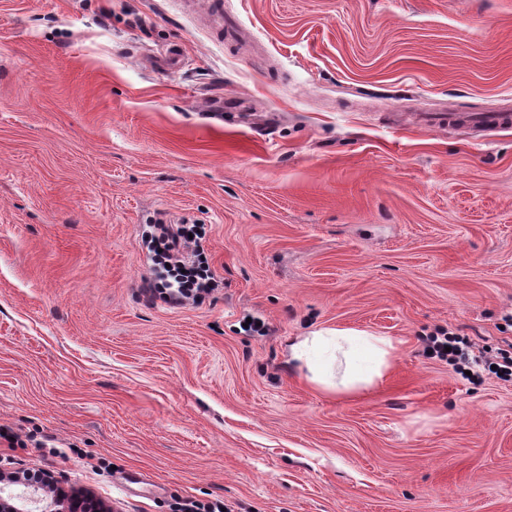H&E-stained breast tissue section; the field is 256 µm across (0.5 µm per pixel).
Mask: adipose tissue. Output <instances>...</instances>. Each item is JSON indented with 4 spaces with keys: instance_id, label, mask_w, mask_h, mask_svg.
Listing matches in <instances>:
<instances>
[{
    "instance_id": "adipose-tissue-1",
    "label": "adipose tissue",
    "mask_w": 512,
    "mask_h": 512,
    "mask_svg": "<svg viewBox=\"0 0 512 512\" xmlns=\"http://www.w3.org/2000/svg\"><path fill=\"white\" fill-rule=\"evenodd\" d=\"M392 342L353 329H330L300 337L290 345L293 360L308 368L312 383L351 394L381 382L390 366Z\"/></svg>"
}]
</instances>
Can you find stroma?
I'll return each mask as SVG.
<instances>
[{"mask_svg":"<svg viewBox=\"0 0 512 512\" xmlns=\"http://www.w3.org/2000/svg\"><path fill=\"white\" fill-rule=\"evenodd\" d=\"M512 0H0V471L112 512H512ZM216 288L161 294L160 225ZM263 322L246 330L247 319ZM391 340L317 388L289 345ZM469 126H478L484 130H496L512 124V114L505 112H481L456 118ZM189 233H196V226H193L191 229L186 228L184 226L178 227L176 232H172L170 234L162 236L156 243V255L158 256V261L164 263H169L170 268V259L174 254L180 253L185 248L189 247V244L192 243L193 238L189 239ZM159 249H162V252H159ZM328 347L333 350L331 358L317 360L315 355ZM289 349L293 360L306 365L312 383L336 394H351L383 380L394 346L383 336L336 328L302 336ZM334 364L336 383L332 380ZM446 347H451L450 352H446ZM474 349L473 344L443 328L437 329L426 338L427 354L448 361L461 374L465 371H472L474 374L471 367H483L500 378H512L511 353H501L496 359H490L483 351L476 353ZM491 365H496V369H491Z\"/></svg>","mask_w":512,"mask_h":512,"instance_id":"35a3bbf8","label":"stroma"}]
</instances>
